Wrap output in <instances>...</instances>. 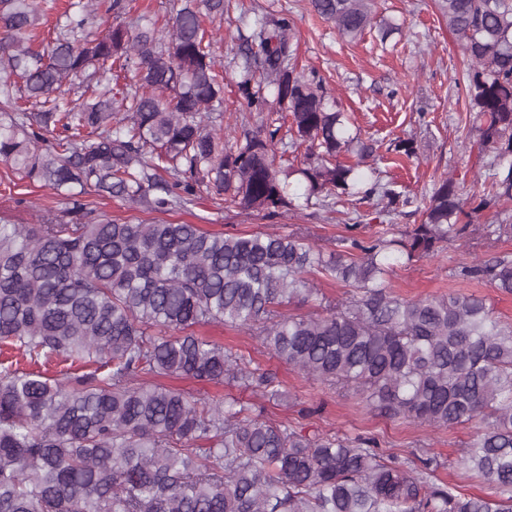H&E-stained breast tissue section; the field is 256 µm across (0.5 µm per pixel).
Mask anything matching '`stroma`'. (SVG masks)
<instances>
[{"mask_svg": "<svg viewBox=\"0 0 512 512\" xmlns=\"http://www.w3.org/2000/svg\"><path fill=\"white\" fill-rule=\"evenodd\" d=\"M377 6L379 16L399 24V32L384 38L374 29L359 40L345 39L331 21L312 10L310 0H232L229 12L214 20L210 28L217 34L214 49L226 63L224 104L235 113L236 131L241 134L257 130L265 115L239 108L241 99L230 64L237 51L238 21L268 12L284 13L294 20L297 70L323 78L328 96L338 109L349 114L362 139L373 144L382 179L393 183L396 191L409 200L381 223L368 218L376 208L375 202L358 203L356 209L363 215L358 232L367 239L384 229L390 238L401 240L420 223L422 199L439 177L454 175L468 196L482 192L484 178L478 168L477 133L465 110V91L455 83L468 61L434 0H377ZM407 136L414 137L417 147L416 157L409 160L396 157L391 150L396 138ZM45 205L58 212L67 207L51 189L20 179L0 161V219L30 224ZM93 206L99 214L121 223L161 220L197 224L210 231L300 232L308 235L311 244L325 249L347 233L348 207L344 204L335 209L313 205L296 214L269 219L218 209L207 191L201 190L193 206L162 214L116 198H95ZM478 221L482 230L445 243L435 255L396 262L388 276L391 291L407 299L458 291L473 293L484 299L501 324L512 326V293L457 275L462 266L503 253L512 255V237L500 238L485 230L489 224L512 223V205L502 212L484 211ZM202 333L274 372L288 392L289 406L261 399L237 385L217 387L176 379L173 387L237 398L251 405L254 414L290 422L310 436L371 437L381 451L403 461L414 454L437 457L441 466L435 473V483L454 486L471 496L493 495L491 484L460 463L461 452L481 430V421L431 428L391 419L367 408L355 390L314 379L280 363L260 349L249 331L214 324L203 328Z\"/></svg>", "mask_w": 512, "mask_h": 512, "instance_id": "1", "label": "stroma"}]
</instances>
